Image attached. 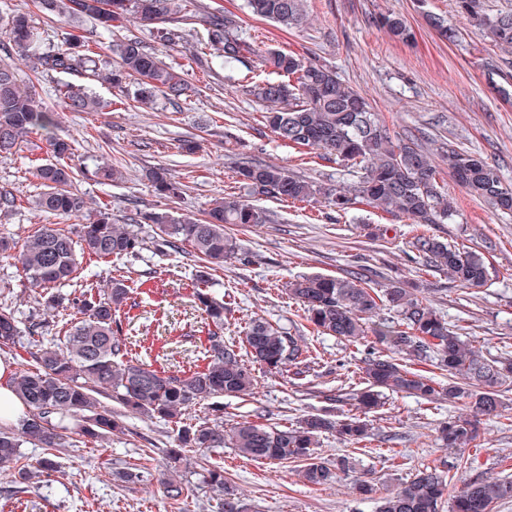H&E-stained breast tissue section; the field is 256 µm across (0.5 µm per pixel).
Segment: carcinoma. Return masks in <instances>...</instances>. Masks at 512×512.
<instances>
[{"mask_svg":"<svg viewBox=\"0 0 512 512\" xmlns=\"http://www.w3.org/2000/svg\"><path fill=\"white\" fill-rule=\"evenodd\" d=\"M48 16L73 20L89 18L106 32L112 23L135 15L145 25H158L155 38L170 49L183 40L182 28L164 26L171 14L181 12L176 0H36ZM255 16L286 28L303 21L300 0H246ZM458 8L481 28L500 49L512 51V11L490 14L483 0H458ZM4 24L7 57L27 61L37 73L69 74L81 68L97 67L95 50L84 37L74 35L65 50L43 44L31 17L23 12L8 16ZM380 27L399 40L411 37L404 19L383 14ZM208 44L224 64L238 61L245 42L237 34L233 19L226 16L210 22ZM116 64L102 79L125 89L133 87L134 98L149 105L157 96L176 104L186 94L183 75L163 63L156 53L136 38L109 44ZM266 65L278 76L253 86L255 96L269 105L266 121L278 140L290 147H306L321 155L346 162L358 169L359 181L345 189L328 182H313L274 165L251 163L238 169V176L254 191L277 200L311 202L321 200L336 212L345 213L364 204L402 215L414 224H446L454 207L440 185V171L432 158L412 140L393 139L371 111L366 98L340 81L329 68L305 63L284 49L268 52ZM62 94L73 112H94L101 100L86 87L63 85ZM57 119L33 90L17 84L14 71L0 63V155H11L33 131L46 133L56 158L36 163L34 174L44 191L35 199L40 211L58 217L77 214L86 208L85 199L67 186L71 167L60 163L70 154L71 144L55 136ZM448 173L476 200L504 213L512 212V186L502 181L495 165L484 158L453 147L443 156ZM156 193L173 199L183 184L165 169L151 173ZM129 224H153L162 245L173 250L187 245L204 270L195 299L206 315L207 344L200 351L201 364L180 376L163 368L129 357L133 342L117 335L116 313L127 299L130 286L122 279L110 281L105 290L89 284L73 295L50 294L46 307L64 304L76 310L63 342L40 343L34 354L38 367L14 372L11 382L26 405L17 426L0 429V466L15 464L26 443L50 449L61 446L70 429L88 438H101L121 428L125 413L162 420H177L193 405L224 395L252 394L254 377L249 363L281 371L307 361V347L298 338L263 318L248 324L244 348L224 344V300L208 292L209 271L236 259L239 249L224 232L226 224H266L269 215L239 197L228 195L202 220L169 212L136 211ZM145 242L135 231L112 221L108 205L100 206L96 220L84 227L76 240L64 231L45 225L27 238L17 260L29 282L43 289L69 284L84 255L100 259L135 257ZM413 247L425 267L448 274V280L463 287H481L489 280L482 256L467 252L438 235H421ZM288 296L301 305L313 329L357 344L368 336L388 350L371 353L361 367L365 387L354 393L359 414L331 422L321 414H310L293 425L267 426L239 422L228 430L206 424L182 427L179 448L170 460H181L180 449L202 452L228 446L254 461H290L302 465L304 479L313 485L332 481L339 472L352 468L347 457L329 464L315 455L320 436L336 430L345 440L359 443L369 438L371 427L361 415L382 404L384 392L414 395L429 403L443 398L468 399L469 413L448 422L441 439L450 448H465L479 437L482 418L498 416L503 390L512 386V360L506 356L486 358L465 343L436 311L419 298L415 289L398 282L373 288L352 275L309 274L286 286ZM384 307L397 313L394 320L373 318ZM21 334L19 321L8 307H0V343L14 341ZM430 362L448 372V384L408 367L407 362ZM73 422L68 426L65 421ZM55 457H43L32 469L19 470L24 483L50 482L57 472ZM200 483L221 496L222 512H248L246 504L224 478V468L203 469ZM447 490L444 471L427 467L399 490L381 498L377 512H442ZM512 499V477L477 480L455 496L453 512H491L500 501Z\"/></svg>","mask_w":512,"mask_h":512,"instance_id":"1","label":"carcinoma"}]
</instances>
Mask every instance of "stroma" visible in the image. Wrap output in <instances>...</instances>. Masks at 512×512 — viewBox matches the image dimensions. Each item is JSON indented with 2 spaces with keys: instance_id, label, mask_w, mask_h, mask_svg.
I'll use <instances>...</instances> for the list:
<instances>
[{
  "instance_id": "35a3bbf8",
  "label": "stroma",
  "mask_w": 512,
  "mask_h": 512,
  "mask_svg": "<svg viewBox=\"0 0 512 512\" xmlns=\"http://www.w3.org/2000/svg\"><path fill=\"white\" fill-rule=\"evenodd\" d=\"M180 2L196 16L185 53L159 49L152 27L131 17L117 22L111 37L116 43L135 34L159 50L164 61L182 64L190 90L179 105L160 97L153 105L140 106L91 73L38 74L16 62L19 85L36 89L57 112L56 134L71 144L69 163L79 171L71 190L87 202L82 212L59 219L58 227L78 235L102 202L122 224L134 209L200 218L224 196L242 197L267 211L270 221L227 227L242 257L212 271L209 279L211 292L229 304L224 338L242 343L246 323L262 317L305 341L312 361L279 373L254 366L252 394L224 397L220 420L205 401L177 423L129 415L122 429L107 437L69 435L57 450L59 468L48 485L24 486L16 468L0 469V512H221L218 496L197 485V474L207 462L223 467L249 512H375L374 503L354 494L350 477L344 475L335 483L314 486L294 463L256 462L228 447L205 457L185 449L181 463L173 467L169 450L177 446L183 424L220 421L229 427L248 420L289 425L310 413L332 419L354 413L352 391L361 383L356 370L374 345L368 339L352 345L312 330L300 306L283 292L286 283L307 274L353 271L378 287L392 279L417 285L420 298L485 356L512 354V214L472 199L450 179L444 185L457 209L453 222L424 227L366 205L340 215L319 202L291 203L253 193L235 173L239 164L275 163L315 182L345 186L356 182L358 173L319 151L279 141L265 122V103L249 88L270 75L262 62L265 53L285 49L304 61L327 65L358 89L391 137L414 139L436 158L451 145L481 155L512 184V54L486 39L456 0H427L422 8L415 0H304V23L288 30L252 15L244 0ZM14 10L31 14L46 44L60 50L70 35L88 36L96 29L90 19L45 16L34 0H0V16ZM427 11L447 20L455 41L437 36L423 17ZM224 14L234 16L240 37L252 48L229 68L215 64L207 43L209 18ZM382 14L403 18L413 40L399 41L379 27L376 19ZM66 83L88 86L107 101V108L70 111L60 92ZM187 139L197 142L195 151H182ZM49 155L43 137L34 133L20 151L0 158V190L12 191L18 199L15 212L0 215V238L19 246L47 223L34 205L42 187L32 162ZM106 164L119 166L122 179L96 177V169ZM157 167L168 168L184 184L181 198L168 200L155 193L147 174ZM137 231L146 242L137 258L84 257L78 279L101 288L114 277L137 282L120 312V333L136 340L142 362L161 363L180 375L206 342L195 300L199 263L186 246L158 251L154 225H138ZM423 232L481 253L490 268L488 285L464 288L445 273L425 268L412 251L414 238ZM39 294L17 260L0 254V307L11 308L22 329L13 342L0 344V357L20 369L36 366L35 336L61 339L69 319L68 309L44 310ZM33 322L39 326L34 336L28 332ZM503 402L499 416L483 422L478 443L460 450L439 441L437 429L465 413L464 401L428 403L390 394L371 415L370 439L353 444L326 433L318 453L326 462L349 457L357 472L372 473L384 493L410 481L418 470L436 466L448 472V493L454 496L467 483L503 475L506 458H512V390ZM126 471L141 473V481H125ZM176 477L194 485L178 505L162 486L163 480Z\"/></svg>"
}]
</instances>
